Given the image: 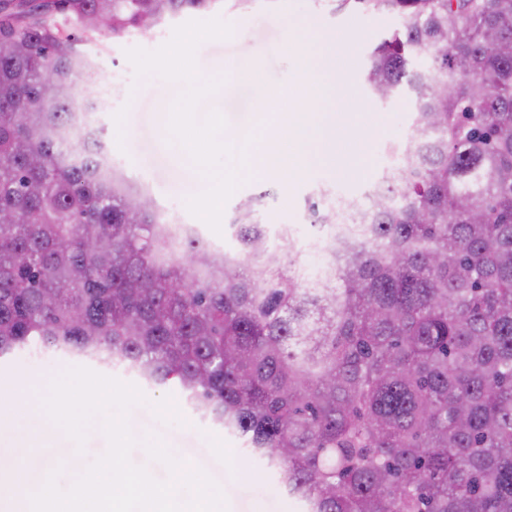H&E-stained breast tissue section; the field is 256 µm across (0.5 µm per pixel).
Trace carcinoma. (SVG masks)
Instances as JSON below:
<instances>
[{
    "instance_id": "obj_1",
    "label": "carcinoma",
    "mask_w": 512,
    "mask_h": 512,
    "mask_svg": "<svg viewBox=\"0 0 512 512\" xmlns=\"http://www.w3.org/2000/svg\"><path fill=\"white\" fill-rule=\"evenodd\" d=\"M221 0H53L0 18V357L31 344L176 383L302 512H512V0H336L399 25L364 65L411 95L368 221L318 275L240 201L231 255L167 224L74 132L80 49ZM68 28L59 27L56 15Z\"/></svg>"
}]
</instances>
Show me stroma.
Returning a JSON list of instances; mask_svg holds the SVG:
<instances>
[{
  "mask_svg": "<svg viewBox=\"0 0 512 512\" xmlns=\"http://www.w3.org/2000/svg\"><path fill=\"white\" fill-rule=\"evenodd\" d=\"M210 15L230 23L233 34L202 42L196 61L203 77L224 76L227 91L202 100L197 114L223 113L228 126L222 141L246 150L251 157L261 150L262 137L271 129L273 118L262 110L249 71L260 69L268 88L282 102L286 86L303 66L298 56L289 54V39L308 44L315 55L328 41L351 46V63L344 74L359 108L338 110L332 74L324 78L321 100L313 106L314 111L334 113L335 136L345 165L306 163L296 167L287 180L251 176L224 208L225 215H232L241 199L265 192L258 222L273 233L290 225L298 239L300 262L308 271H316L321 253L315 242L317 231L310 225L308 199L321 188L363 196L383 170L393 166L389 146L410 130L413 106L408 92L382 103L370 97L363 81L364 63L373 42L394 30L398 21L386 13L336 12L329 0H252L245 9L236 0H224ZM189 19V14L183 13L166 18L147 34L134 30L115 38L105 32L82 43V50L96 61L99 81L80 87L74 96L75 109L88 112L90 121L103 129L113 166L129 180L144 184L170 223L194 225L211 246L232 253L236 242L230 227L214 233L186 207L199 171L187 151L164 129L159 116L160 103H173L181 85L155 74L136 76L125 54L131 47L159 48L167 42L170 30ZM363 125L374 129L365 142L351 133L352 128ZM78 364V359L52 351H23L0 360V419L35 433L27 463L38 473L47 465L62 466L58 485L63 489L107 449L99 430L87 437L84 447H77L60 428L46 421L40 408L52 378ZM142 391L146 403L134 406L128 416L132 433L140 439L149 435L160 438L185 464L204 470L220 486L228 512H296L292 501L261 467L245 462L242 440L202 419L177 385H146Z\"/></svg>",
  "mask_w": 512,
  "mask_h": 512,
  "instance_id": "35a3bbf8",
  "label": "stroma"
}]
</instances>
